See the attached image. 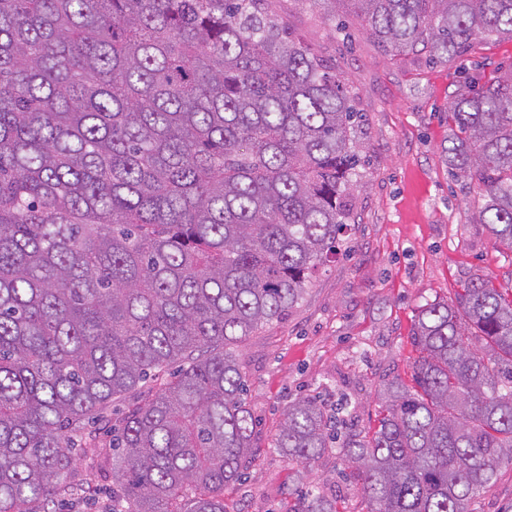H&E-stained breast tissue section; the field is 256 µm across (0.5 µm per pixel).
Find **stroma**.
I'll return each mask as SVG.
<instances>
[{
	"instance_id": "1",
	"label": "stroma",
	"mask_w": 512,
	"mask_h": 512,
	"mask_svg": "<svg viewBox=\"0 0 512 512\" xmlns=\"http://www.w3.org/2000/svg\"><path fill=\"white\" fill-rule=\"evenodd\" d=\"M270 12L345 78L362 118L352 220L335 258L303 301L239 343L256 420L255 448L242 481L224 491L228 512H288L300 491L318 489L340 512H366L344 459L329 452L311 467L288 463L273 446L289 404L315 397L343 426H376L384 384L409 378L411 324L420 306L453 299L475 277L512 289V247L477 219L482 200L444 160L451 136L448 98L461 72L512 66V38L474 40L443 62L426 53L396 57L352 15L312 0H269ZM76 476L99 488L70 512H104L110 477L78 460ZM467 512H512V463L466 505Z\"/></svg>"
}]
</instances>
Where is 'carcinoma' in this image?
Wrapping results in <instances>:
<instances>
[{"instance_id": "obj_1", "label": "carcinoma", "mask_w": 512, "mask_h": 512, "mask_svg": "<svg viewBox=\"0 0 512 512\" xmlns=\"http://www.w3.org/2000/svg\"><path fill=\"white\" fill-rule=\"evenodd\" d=\"M264 2L0 0V512L88 497L76 441L122 489L104 512H227L254 447L232 348L303 299L357 188L346 81ZM320 2L398 53L512 36V0ZM448 121L447 164L512 246V69L468 80ZM411 343L414 385L385 383L374 429L332 440L301 398L274 447L342 455L369 512H467L512 462V291L421 306ZM155 382H148L144 388L140 390L134 397L126 398L123 401L112 404V411L108 413V418H111L112 424L118 423V421L133 407L136 403L145 402L152 390L155 387ZM111 414V415H110Z\"/></svg>"}]
</instances>
